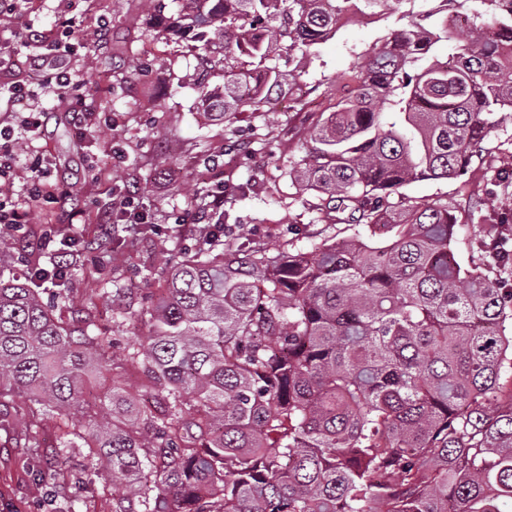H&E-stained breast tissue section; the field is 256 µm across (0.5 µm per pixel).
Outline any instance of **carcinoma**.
I'll return each instance as SVG.
<instances>
[{
	"label": "carcinoma",
	"instance_id": "obj_1",
	"mask_svg": "<svg viewBox=\"0 0 512 512\" xmlns=\"http://www.w3.org/2000/svg\"><path fill=\"white\" fill-rule=\"evenodd\" d=\"M393 1L181 0L168 17L141 3L165 40L221 50L224 85L198 82L199 100L229 122L276 111L281 52L309 56L345 18L388 15ZM451 2L477 4L468 30L448 13L402 14L289 170L318 220L380 226L387 241L233 250L216 215L212 240L163 257L149 305L123 311L147 333L119 358L92 313L75 327L42 298L69 291L68 252L17 270L0 230V400L30 403L31 448L37 418L81 413L48 471L87 448L140 512H512V250L464 268L454 207L390 201L412 181L461 177L512 112V0ZM504 231L483 224V247ZM123 366L144 402L116 388L86 398L91 376Z\"/></svg>",
	"mask_w": 512,
	"mask_h": 512
}]
</instances>
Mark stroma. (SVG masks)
Listing matches in <instances>:
<instances>
[{
    "mask_svg": "<svg viewBox=\"0 0 512 512\" xmlns=\"http://www.w3.org/2000/svg\"><path fill=\"white\" fill-rule=\"evenodd\" d=\"M439 6L440 0H397L391 18L351 21L318 45L315 55L280 58L279 69L296 76L292 93L284 96L277 111L238 113L228 133L223 122L198 107L199 91L190 76L201 68V60L187 41L153 39L140 0H27L24 22L49 29L60 16L73 18L88 51L108 53L103 64L79 55L56 57V64L75 71L81 84L64 103L57 94L43 96L50 119L17 160L22 168L33 156L47 157L55 179L73 188L67 208L38 203L32 223L15 232V239L26 244L24 256L53 254L69 228L68 209L83 213L77 243L82 258L71 280L63 320L79 323L91 302L114 352L138 345L136 328L121 321L117 308L140 307L161 257L197 236V227L188 223L195 211L184 190L188 183L208 192L223 187L228 197L224 241L234 247L260 241L274 250L294 237L298 248L306 249L326 239L359 236L361 226L319 222L314 197L297 195L288 170L321 112L334 103L338 76L359 66L363 54L402 12H429ZM104 18L110 27L100 42L95 30ZM85 100L92 102L96 114L91 136L83 138L69 117ZM205 154L218 158V166L203 170L198 161ZM247 182L251 191L239 193L238 185ZM133 183L138 186L136 205L151 228L139 231L135 248L101 251L95 218ZM438 199L455 207L456 259L461 266L471 265L482 255L480 224L493 219L512 225V113L503 115L485 141L482 157L473 160L465 176L411 182L393 201L403 208ZM111 280L122 287L121 305H113L111 294L104 291ZM26 411L18 399L0 406V512H114L123 491L101 475L87 449H70L69 471L43 480L37 476L76 415L44 417L39 423L40 447L28 448L21 423Z\"/></svg>",
    "mask_w": 512,
    "mask_h": 512,
    "instance_id": "1",
    "label": "stroma"
}]
</instances>
